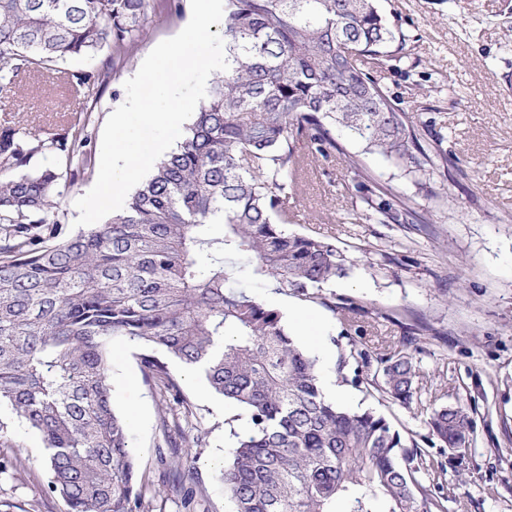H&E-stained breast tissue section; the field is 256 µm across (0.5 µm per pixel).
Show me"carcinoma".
Here are the masks:
<instances>
[{"mask_svg": "<svg viewBox=\"0 0 512 512\" xmlns=\"http://www.w3.org/2000/svg\"><path fill=\"white\" fill-rule=\"evenodd\" d=\"M171 0H0V91L109 48L128 55ZM396 33L375 0H224L228 69L210 81L176 150L159 158L125 207L65 233L61 184L94 174L89 118L42 139L0 128V406L38 432L49 489L65 512H145L128 424L114 405L111 347L141 346L144 380L191 411L169 361L237 409L220 470L229 512H432L450 491L443 464L373 410L329 400L318 360L283 314L235 287L272 277L309 292L347 274L332 242L290 234L311 163L344 152L336 130L415 171L434 165L405 112L362 69L389 58ZM368 218L409 212L363 182ZM342 378L411 404L419 369L405 346L376 357L351 345ZM244 427L235 429L232 423ZM430 447L470 448L465 407L427 421ZM202 447L179 435L167 447ZM432 481L431 494L419 481Z\"/></svg>", "mask_w": 512, "mask_h": 512, "instance_id": "1", "label": "carcinoma"}]
</instances>
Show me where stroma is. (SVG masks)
Instances as JSON below:
<instances>
[{
	"label": "stroma",
	"instance_id": "obj_1",
	"mask_svg": "<svg viewBox=\"0 0 512 512\" xmlns=\"http://www.w3.org/2000/svg\"><path fill=\"white\" fill-rule=\"evenodd\" d=\"M389 24L404 36L392 58L373 74L412 125L434 159L429 175L345 142V154L315 158L296 193L300 210L292 234L324 237L354 260L348 275L323 285L320 301H302L274 280L248 284V291L280 310L287 323L308 310L314 334L298 340L317 358L324 387H342L344 405L372 406L402 432L426 434L433 408L464 402L474 442L464 458L432 448L458 496L445 512H512V0H378ZM191 18V0L178 11L149 19L131 55L111 61L110 50L92 60L106 70L101 84L73 88L60 79L19 76L0 92V126L23 123L45 136L71 116L90 117L93 155H100L104 126L126 100L125 82L161 41L177 35ZM362 156L363 181L377 194L414 215L410 224L366 221L356 195L340 193L349 178L348 158ZM354 303L370 311L355 339L342 333L334 305ZM430 335L415 336L419 325ZM409 346L420 370L410 408L371 397L342 383L337 363L350 343L372 352ZM138 344H112V384L118 411L129 423L131 444L145 478L151 512H185L179 497L156 492L169 474L159 462L164 443L160 397L143 379ZM170 369L193 405L194 424L207 433L195 449L188 486L196 512H228L219 470L228 457L224 420L235 409L196 373L178 363ZM15 447H0V512H62L48 488L47 452L40 435L17 422L9 409ZM20 457L25 466L10 467Z\"/></svg>",
	"mask_w": 512,
	"mask_h": 512
}]
</instances>
